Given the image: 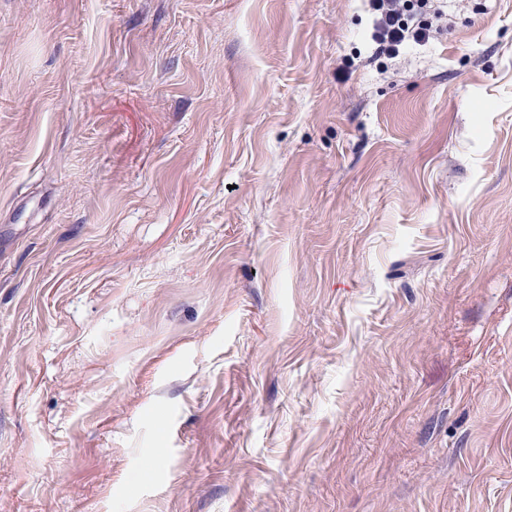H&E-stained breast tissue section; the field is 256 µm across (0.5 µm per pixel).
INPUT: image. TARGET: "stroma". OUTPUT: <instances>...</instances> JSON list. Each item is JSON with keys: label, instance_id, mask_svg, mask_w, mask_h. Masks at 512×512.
<instances>
[{"label": "stroma", "instance_id": "35a3bbf8", "mask_svg": "<svg viewBox=\"0 0 512 512\" xmlns=\"http://www.w3.org/2000/svg\"><path fill=\"white\" fill-rule=\"evenodd\" d=\"M0 0V512H512V0ZM372 16V39L376 52L395 58L413 43L429 40L440 31L447 15L435 0H367Z\"/></svg>", "mask_w": 512, "mask_h": 512}]
</instances>
